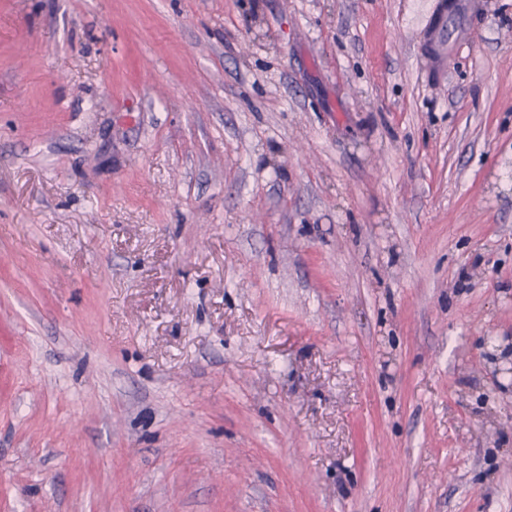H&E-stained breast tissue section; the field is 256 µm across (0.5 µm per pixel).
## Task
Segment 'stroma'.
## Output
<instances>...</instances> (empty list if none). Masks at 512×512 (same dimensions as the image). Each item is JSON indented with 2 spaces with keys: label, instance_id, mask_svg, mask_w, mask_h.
I'll use <instances>...</instances> for the list:
<instances>
[{
  "label": "stroma",
  "instance_id": "stroma-1",
  "mask_svg": "<svg viewBox=\"0 0 512 512\" xmlns=\"http://www.w3.org/2000/svg\"><path fill=\"white\" fill-rule=\"evenodd\" d=\"M0 0V512H512V0ZM430 35L435 46V52L441 59L448 57L466 39V34L462 30L448 31V23L442 13L438 22L430 28Z\"/></svg>",
  "mask_w": 512,
  "mask_h": 512
}]
</instances>
